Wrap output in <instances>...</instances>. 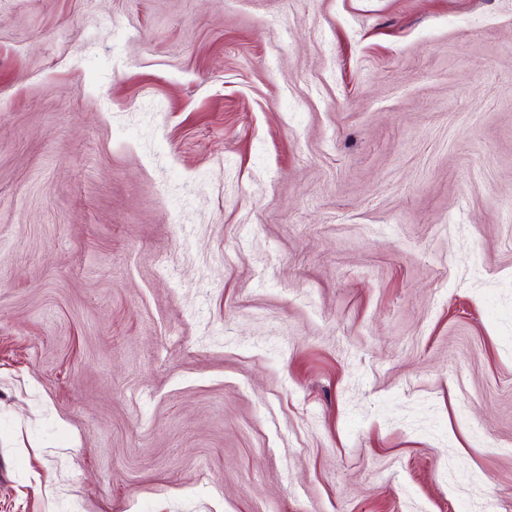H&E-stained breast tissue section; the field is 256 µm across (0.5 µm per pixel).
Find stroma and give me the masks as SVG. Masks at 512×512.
I'll return each mask as SVG.
<instances>
[{
  "instance_id": "obj_1",
  "label": "stroma",
  "mask_w": 512,
  "mask_h": 512,
  "mask_svg": "<svg viewBox=\"0 0 512 512\" xmlns=\"http://www.w3.org/2000/svg\"><path fill=\"white\" fill-rule=\"evenodd\" d=\"M0 512H512V0H0Z\"/></svg>"
}]
</instances>
